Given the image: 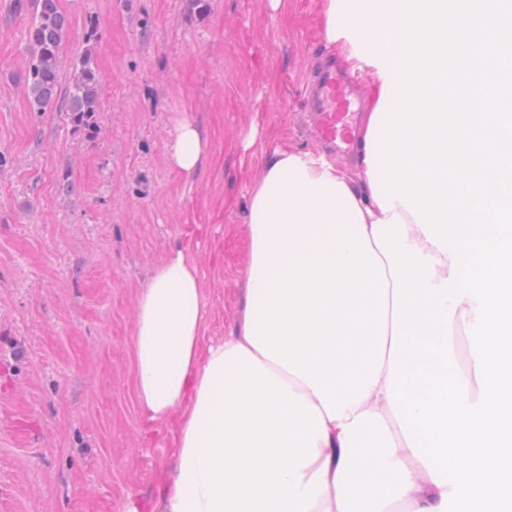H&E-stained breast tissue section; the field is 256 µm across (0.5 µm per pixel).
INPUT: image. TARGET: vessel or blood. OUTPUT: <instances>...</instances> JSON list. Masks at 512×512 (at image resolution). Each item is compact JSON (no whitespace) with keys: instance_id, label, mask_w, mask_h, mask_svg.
<instances>
[{"instance_id":"vessel-or-blood-1","label":"vessel or blood","mask_w":512,"mask_h":512,"mask_svg":"<svg viewBox=\"0 0 512 512\" xmlns=\"http://www.w3.org/2000/svg\"><path fill=\"white\" fill-rule=\"evenodd\" d=\"M317 91L309 102L317 131L321 138L338 148L347 150L354 139L347 129L352 90L344 79L329 66L322 67L317 75Z\"/></svg>"}]
</instances>
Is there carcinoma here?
<instances>
[{
    "label": "carcinoma",
    "instance_id": "carcinoma-1",
    "mask_svg": "<svg viewBox=\"0 0 512 512\" xmlns=\"http://www.w3.org/2000/svg\"><path fill=\"white\" fill-rule=\"evenodd\" d=\"M34 10L28 31L31 58L25 74V91L34 112L53 107L63 113L71 125L93 137L97 134L101 75L95 59L96 26L90 22L85 33L86 47L71 64V76L65 92H59L62 54L67 35V20L59 0H15V8Z\"/></svg>",
    "mask_w": 512,
    "mask_h": 512
}]
</instances>
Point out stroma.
<instances>
[{
  "label": "stroma",
  "mask_w": 512,
  "mask_h": 512,
  "mask_svg": "<svg viewBox=\"0 0 512 512\" xmlns=\"http://www.w3.org/2000/svg\"><path fill=\"white\" fill-rule=\"evenodd\" d=\"M63 55L97 26V134L20 81L32 12L0 0V512H126L159 496L164 432L143 440L135 318L154 267L191 243L212 301L207 338L234 325L250 250L248 189L283 145L321 149L307 110L330 57L322 0H60ZM201 128L194 177L166 146Z\"/></svg>",
  "instance_id": "35a3bbf8"
}]
</instances>
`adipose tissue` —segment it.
<instances>
[{"mask_svg": "<svg viewBox=\"0 0 512 512\" xmlns=\"http://www.w3.org/2000/svg\"><path fill=\"white\" fill-rule=\"evenodd\" d=\"M402 10L399 0H323L327 48L351 71L372 70L357 160L286 146L268 156L248 191L243 300L224 338L205 339L211 302L188 246L167 253L139 298L141 433L166 428L174 450L160 512H439L442 489L388 401L394 278L372 232L401 218L408 244L435 259L433 284L450 277L449 253L379 194L377 121ZM207 151L182 118L170 165L194 176Z\"/></svg>", "mask_w": 512, "mask_h": 512, "instance_id": "obj_1", "label": "adipose tissue"}]
</instances>
